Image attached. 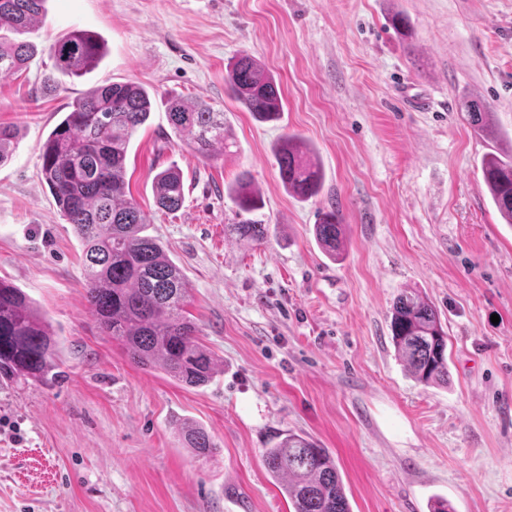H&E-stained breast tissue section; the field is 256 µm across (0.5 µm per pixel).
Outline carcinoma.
<instances>
[{
    "mask_svg": "<svg viewBox=\"0 0 512 512\" xmlns=\"http://www.w3.org/2000/svg\"><path fill=\"white\" fill-rule=\"evenodd\" d=\"M46 0H0V77L23 71L37 53L27 41L4 36L23 34L40 20ZM54 70L81 78L103 57V46L75 31L49 49ZM225 84L232 96L259 122L280 118L284 110L274 76L257 59L242 54L229 68ZM148 91L134 82H112L89 88L54 127L42 147V174L63 219L83 245L86 298L102 332L143 367L158 366L178 383L205 385L214 373V359L198 341V329L186 315L189 288L179 267L156 239L143 234L146 218L127 197L125 182L131 138L150 117ZM461 111L477 132H493V112L481 100L467 96ZM170 127L197 154L210 158L224 149V113L206 102L170 98L166 102ZM15 131L0 125V164L12 153ZM279 174L289 193L300 199L319 194L321 167L297 135L284 136L276 151ZM484 185L497 211L512 224V153L489 152L482 157ZM159 208L179 210L184 185L174 168L154 177ZM231 194L239 210L263 207L251 179L242 175ZM224 230L250 244L266 239L263 224H226ZM321 248L337 257L346 239L340 210L321 212L315 225ZM390 329L392 341L413 378L424 385L448 383V336L436 309L418 292L405 289L396 297ZM58 340L26 294L0 279V378L32 380L45 385L59 376ZM184 447L208 456L214 444L205 428L185 422L180 430ZM270 476L281 481L294 512H351L336 464L327 449L289 433L264 451Z\"/></svg>",
    "mask_w": 512,
    "mask_h": 512,
    "instance_id": "1",
    "label": "carcinoma"
}]
</instances>
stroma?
<instances>
[{"mask_svg": "<svg viewBox=\"0 0 512 512\" xmlns=\"http://www.w3.org/2000/svg\"><path fill=\"white\" fill-rule=\"evenodd\" d=\"M106 46L100 65L54 93L49 47L74 31ZM26 71L0 78V125L17 137L0 165V278L28 296L60 341L50 385L0 380V512H293L263 451L304 433L336 462L352 512H512V226L480 159L512 151V0H46L25 33ZM284 96L259 122L226 90L240 53ZM154 94L133 135L126 181L189 288L186 310L215 373L189 388L134 364L97 326L82 247L41 176L42 146L91 86ZM494 113L474 133L458 101ZM171 97L224 112L223 153L206 159L168 124ZM312 148L319 195L284 189L282 136ZM181 171L184 203L158 208L153 178ZM249 175L263 245L225 233L228 192ZM339 207L345 253L313 229ZM412 288L448 336V381L422 385L391 342L392 304ZM214 455L183 448L178 423ZM181 441L195 456H208L214 444L205 428L192 422H184L180 430Z\"/></svg>", "mask_w": 512, "mask_h": 512, "instance_id": "1", "label": "stroma"}]
</instances>
